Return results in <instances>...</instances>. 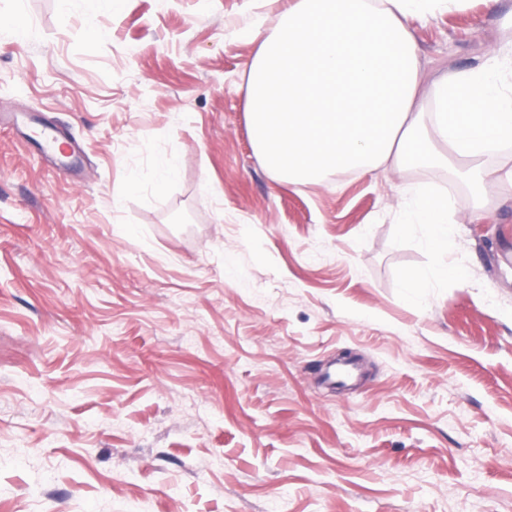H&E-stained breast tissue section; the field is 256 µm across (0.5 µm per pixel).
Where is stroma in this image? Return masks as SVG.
<instances>
[{
	"mask_svg": "<svg viewBox=\"0 0 512 512\" xmlns=\"http://www.w3.org/2000/svg\"><path fill=\"white\" fill-rule=\"evenodd\" d=\"M275 0H0V512H512V193L439 259L397 222L439 166L276 183L246 125ZM94 30H87V23ZM425 81L512 39V0L412 17ZM175 177L155 189L158 159ZM350 352L361 377L318 370ZM44 481L33 501L24 487ZM452 275L458 279H463L464 274L461 269L447 267L437 261L431 276L427 273L410 274L404 277L402 288L407 300L413 304L421 303L426 295L425 288H432V281L435 276Z\"/></svg>",
	"mask_w": 512,
	"mask_h": 512,
	"instance_id": "1",
	"label": "stroma"
}]
</instances>
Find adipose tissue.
<instances>
[{"instance_id":"adipose-tissue-1","label":"adipose tissue","mask_w":512,"mask_h":512,"mask_svg":"<svg viewBox=\"0 0 512 512\" xmlns=\"http://www.w3.org/2000/svg\"><path fill=\"white\" fill-rule=\"evenodd\" d=\"M430 0H288L248 71L245 117L264 168L295 187L454 161L477 199L512 190V165L486 157L512 142V41L484 65L425 83L407 26ZM402 229L441 252L459 199L399 184Z\"/></svg>"}]
</instances>
